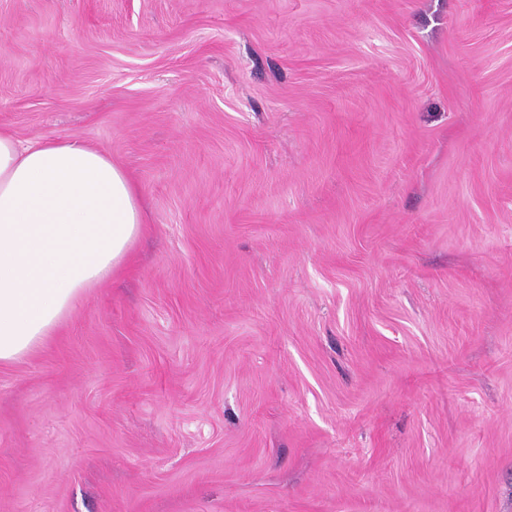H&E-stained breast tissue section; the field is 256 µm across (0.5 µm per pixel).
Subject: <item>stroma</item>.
<instances>
[{"label": "stroma", "instance_id": "1", "mask_svg": "<svg viewBox=\"0 0 512 512\" xmlns=\"http://www.w3.org/2000/svg\"><path fill=\"white\" fill-rule=\"evenodd\" d=\"M0 130L145 215L0 512H512V0H0Z\"/></svg>", "mask_w": 512, "mask_h": 512}]
</instances>
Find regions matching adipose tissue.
Returning a JSON list of instances; mask_svg holds the SVG:
<instances>
[{"mask_svg": "<svg viewBox=\"0 0 512 512\" xmlns=\"http://www.w3.org/2000/svg\"><path fill=\"white\" fill-rule=\"evenodd\" d=\"M138 192L98 148L0 130V363L30 354L143 230Z\"/></svg>", "mask_w": 512, "mask_h": 512, "instance_id": "obj_1", "label": "adipose tissue"}]
</instances>
